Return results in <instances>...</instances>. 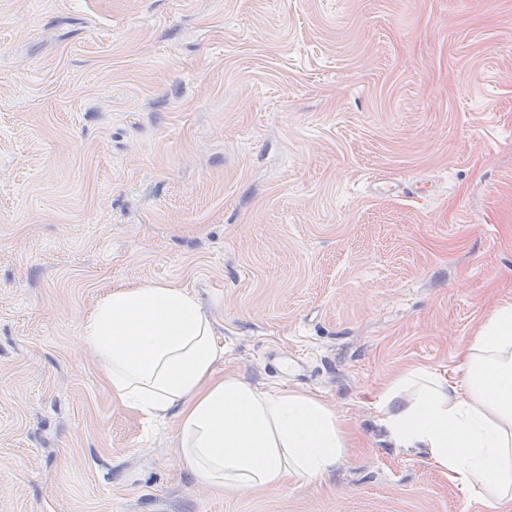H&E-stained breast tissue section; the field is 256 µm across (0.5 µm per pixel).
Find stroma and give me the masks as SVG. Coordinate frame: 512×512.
<instances>
[{"instance_id":"stroma-1","label":"stroma","mask_w":512,"mask_h":512,"mask_svg":"<svg viewBox=\"0 0 512 512\" xmlns=\"http://www.w3.org/2000/svg\"><path fill=\"white\" fill-rule=\"evenodd\" d=\"M192 290L358 437L216 492L103 385L112 286ZM512 297V0H0V512H485L373 408Z\"/></svg>"}]
</instances>
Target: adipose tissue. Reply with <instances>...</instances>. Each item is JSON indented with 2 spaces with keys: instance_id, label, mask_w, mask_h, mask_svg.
I'll return each instance as SVG.
<instances>
[{
  "instance_id": "1",
  "label": "adipose tissue",
  "mask_w": 512,
  "mask_h": 512,
  "mask_svg": "<svg viewBox=\"0 0 512 512\" xmlns=\"http://www.w3.org/2000/svg\"><path fill=\"white\" fill-rule=\"evenodd\" d=\"M80 339L113 398L153 420L177 419L180 462L214 488L261 490L320 478L352 440L322 397L219 373L224 346L194 293L167 283L113 288ZM456 369L412 365L379 390L394 446L423 451L487 512H512V301L493 304Z\"/></svg>"
}]
</instances>
